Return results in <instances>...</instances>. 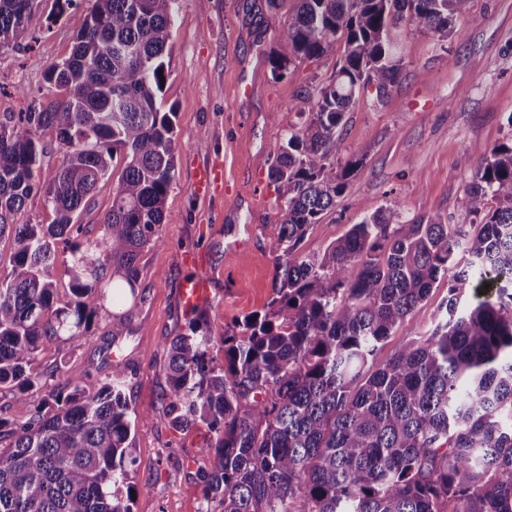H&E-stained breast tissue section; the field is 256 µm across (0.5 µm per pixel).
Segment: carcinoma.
I'll return each mask as SVG.
<instances>
[{
	"mask_svg": "<svg viewBox=\"0 0 512 512\" xmlns=\"http://www.w3.org/2000/svg\"><path fill=\"white\" fill-rule=\"evenodd\" d=\"M282 31L296 59L343 44L316 109L276 145L270 177L286 198L270 309L224 337V366L208 359L210 324L175 337L163 393L172 426L204 424L205 498L221 512H512V140L490 150L464 193L474 230L385 207L351 225L321 256L297 253L336 206L358 160L338 168L330 146L354 101L382 102L402 69L394 30L408 24L446 42L469 0H299ZM34 0H0V48L29 24ZM175 0H94L71 55L49 68L65 97L0 118V390L32 406L0 418V512H132V429L141 419L115 366L95 394L78 379L42 392L31 365L42 343L85 335L94 294L115 308L136 298L139 257L161 242L174 176V124L156 108ZM69 148L40 172L39 132ZM124 165L97 240L74 216L97 183ZM55 213L25 219L34 191ZM70 244L72 299L54 306L57 242ZM448 298L432 332L377 351L441 281ZM489 288H484V285Z\"/></svg>",
	"mask_w": 512,
	"mask_h": 512,
	"instance_id": "1",
	"label": "carcinoma"
}]
</instances>
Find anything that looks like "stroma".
<instances>
[{"mask_svg": "<svg viewBox=\"0 0 512 512\" xmlns=\"http://www.w3.org/2000/svg\"><path fill=\"white\" fill-rule=\"evenodd\" d=\"M92 5L74 0L63 9L57 0H36L29 27L0 50V116L60 99L48 69L70 56ZM296 6V0H277L273 8L267 0H177L156 98L157 108L173 115L175 175L161 242L142 251L138 298L122 309L126 332L111 336V305L90 296L94 320L87 335L45 341L33 364L48 388L77 378L93 393L111 375L114 356H122L128 394L141 415L133 512H220L217 501L205 500L200 480L209 466L200 448L210 432L171 426L163 369L171 340L200 315L210 322L209 357L223 366L225 335L238 333L246 317L267 310L275 297L270 245L285 198L269 177L273 149L314 112L317 91L342 54L337 48L273 74L271 56L290 52L281 32ZM456 27L458 36L443 46L412 27L398 30L400 80L384 102L363 94L346 113L337 160L358 164L335 207L308 229L299 255H323L351 224L394 204L409 216L473 223L462 199L483 159L471 148L512 140V0H470ZM216 159L224 163L223 186L196 194L198 168ZM116 184L112 176L101 180L78 210L83 238H101ZM189 252L206 257L210 285L209 300L192 310L180 299L195 274L184 261ZM447 296L446 285L433 289L384 342L378 362L400 343L429 335Z\"/></svg>", "mask_w": 512, "mask_h": 512, "instance_id": "35a3bbf8", "label": "stroma"}]
</instances>
